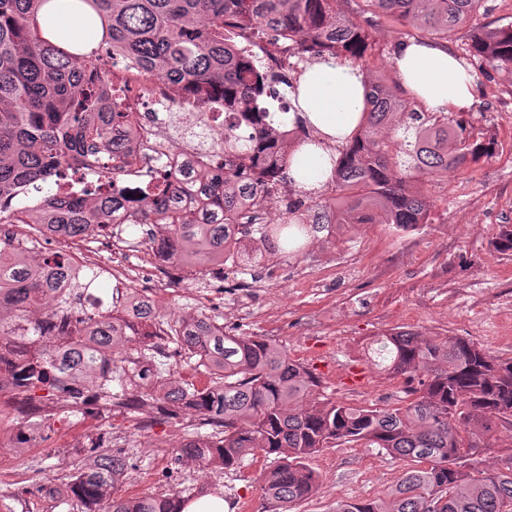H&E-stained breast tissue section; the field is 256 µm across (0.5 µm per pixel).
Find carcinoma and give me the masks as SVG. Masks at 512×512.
Wrapping results in <instances>:
<instances>
[{
	"label": "carcinoma",
	"instance_id": "1",
	"mask_svg": "<svg viewBox=\"0 0 512 512\" xmlns=\"http://www.w3.org/2000/svg\"><path fill=\"white\" fill-rule=\"evenodd\" d=\"M335 0H0V224H24L22 238L0 237V374L25 392L54 395L72 386L62 407L79 413L82 384L105 404L118 393L125 408L147 403L162 416H196L215 428L195 433L175 460L222 474L258 453L278 457L261 491L272 512H290L312 497L318 478L305 460L323 448L360 443L415 466L383 499L347 500L336 512H512V468H479L499 429L512 431V358L494 356L461 337L396 331L373 337L367 355L410 384L398 406L352 405L319 393L320 380L279 343L231 333L217 318L190 309L164 324L159 305L136 289L112 290V304L74 301L99 287L105 268L57 252L41 253L51 235L86 238L110 225L150 224L152 252L189 269L235 265L247 271L278 253L294 254L325 224L427 223L431 204L414 186L446 181L488 153L485 143L445 112L407 109L392 80L368 53V34ZM395 32L407 28L446 38L469 23L486 0H361ZM67 14L94 33L62 40L50 25ZM279 39L294 55L348 56L365 73L364 118L336 147V197L286 220L262 221L267 199L288 184L291 153L262 154L287 124H274L269 103L295 88L289 71L271 73L238 50L231 36ZM470 56L498 71L512 69V23L475 34ZM139 63L151 81L181 85L222 112L120 111L107 92L112 68ZM165 126L151 141L155 165L129 196L126 177L140 161V130ZM56 303L47 314L43 304ZM196 359L210 376L200 388L158 369L160 341ZM138 356H125L129 344ZM9 450L24 457L47 439L49 425H22ZM130 469L122 449H101L97 463L37 488L57 508L79 512H183L203 493L173 490L116 496Z\"/></svg>",
	"mask_w": 512,
	"mask_h": 512
}]
</instances>
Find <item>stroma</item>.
Listing matches in <instances>:
<instances>
[{"mask_svg":"<svg viewBox=\"0 0 512 512\" xmlns=\"http://www.w3.org/2000/svg\"><path fill=\"white\" fill-rule=\"evenodd\" d=\"M512 22V0H486L474 21L443 43L465 61L478 30ZM468 132L491 141V154L468 162L447 183H427L432 202L427 223L412 231L390 224H358L347 238L312 234L295 257L254 267L251 286L230 299L217 298L210 276L186 270L157 299L165 321L200 309L219 321L236 320L241 331L283 345L292 359L320 379L324 395L351 404L391 405L406 397L403 377L380 370L361 352L364 339L397 330L430 337L459 336L491 354L512 358V252L494 242L512 224V70L475 75L474 103L459 115ZM149 225L125 228L110 239H74L66 253L87 265L132 269L152 257ZM104 430L84 428L81 418L51 410L53 439L81 430L78 447L56 453L39 444L20 466L36 464L39 479L87 460L93 443L108 440L132 464L117 492L157 495L196 487L191 467L175 459L177 446L200 430L197 418L158 419L150 434L140 412L106 408ZM275 464L259 454L215 477L212 485L228 512H270L260 490ZM321 489L294 512H336L337 502L385 497L405 464L377 449L346 444L322 449L308 460Z\"/></svg>","mask_w":512,"mask_h":512,"instance_id":"stroma-1","label":"stroma"}]
</instances>
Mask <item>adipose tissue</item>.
<instances>
[{"mask_svg": "<svg viewBox=\"0 0 512 512\" xmlns=\"http://www.w3.org/2000/svg\"><path fill=\"white\" fill-rule=\"evenodd\" d=\"M400 85L431 112L462 111L473 103V78L447 50L429 42L410 43L394 58ZM289 125H299L311 138L294 151L288 176L296 189L320 188L332 175L331 154L347 143L363 116L364 76L349 58L303 64Z\"/></svg>", "mask_w": 512, "mask_h": 512, "instance_id": "adipose-tissue-1", "label": "adipose tissue"}]
</instances>
